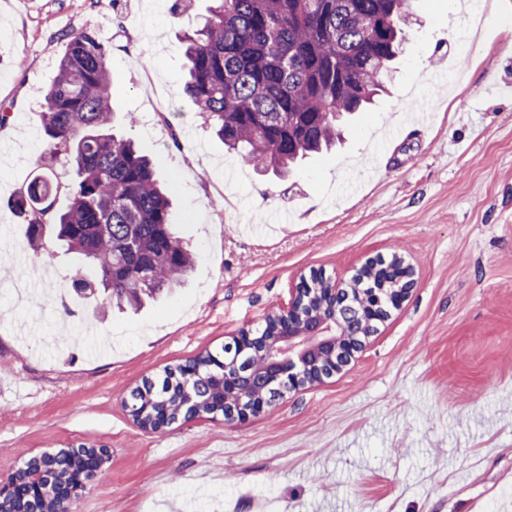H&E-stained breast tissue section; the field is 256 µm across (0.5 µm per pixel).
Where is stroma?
Here are the masks:
<instances>
[{"mask_svg":"<svg viewBox=\"0 0 512 512\" xmlns=\"http://www.w3.org/2000/svg\"><path fill=\"white\" fill-rule=\"evenodd\" d=\"M210 5L0 0V475L86 446L108 459L76 512H512V97L482 93L512 83V0H487L464 51L461 0H414L384 93L285 182L226 153L184 91L182 37ZM85 27L109 47L116 132L171 182L196 261L144 309L76 296L69 318L13 301L11 279L38 284L46 263L8 203L45 155L62 36ZM395 253L411 296L342 374L243 422L133 421L144 379L259 327L301 275Z\"/></svg>","mask_w":512,"mask_h":512,"instance_id":"1","label":"stroma"}]
</instances>
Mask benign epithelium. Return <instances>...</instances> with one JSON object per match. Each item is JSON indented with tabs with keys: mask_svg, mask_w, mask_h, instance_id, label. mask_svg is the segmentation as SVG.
<instances>
[{
	"mask_svg": "<svg viewBox=\"0 0 512 512\" xmlns=\"http://www.w3.org/2000/svg\"><path fill=\"white\" fill-rule=\"evenodd\" d=\"M371 272L382 287H371L365 280L354 287L353 279ZM415 271L405 259L393 254L386 259L369 257L354 269L352 278L335 281L324 276L325 288H308L310 277L303 275L289 292L288 301L276 311L277 330L273 336H258L243 329L224 343V366L235 367V375L224 378V401L241 397L252 386H263L265 396L247 397V402L224 406V422L244 421L272 407L285 393L322 384L347 367L377 325L399 310L408 300ZM322 304L314 313L307 309L312 295ZM262 357L252 363L251 353ZM78 459L70 481L60 487L57 512H73L76 502L96 477L107 452L102 448H73ZM40 487L36 476L21 480L12 473L0 477V503H24Z\"/></svg>",
	"mask_w": 512,
	"mask_h": 512,
	"instance_id": "benign-epithelium-1",
	"label": "benign epithelium"
}]
</instances>
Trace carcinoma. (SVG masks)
<instances>
[{"label": "carcinoma", "mask_w": 512, "mask_h": 512, "mask_svg": "<svg viewBox=\"0 0 512 512\" xmlns=\"http://www.w3.org/2000/svg\"><path fill=\"white\" fill-rule=\"evenodd\" d=\"M201 28L186 35L185 93L228 150L284 176L341 137L346 116L371 103L398 55L410 0H213ZM57 75L41 112L47 162L11 200L30 245L54 257L62 242L96 279L93 299L137 309L172 292L195 253L176 235L170 201L149 159L108 132L113 119L106 47L85 28L65 35ZM75 177L60 181L55 164ZM68 196L56 208L60 193ZM224 349L145 381L128 401L134 420L187 417L183 389L205 413L224 414ZM73 457L42 456L47 479L34 508L55 512Z\"/></svg>", "instance_id": "1"}]
</instances>
